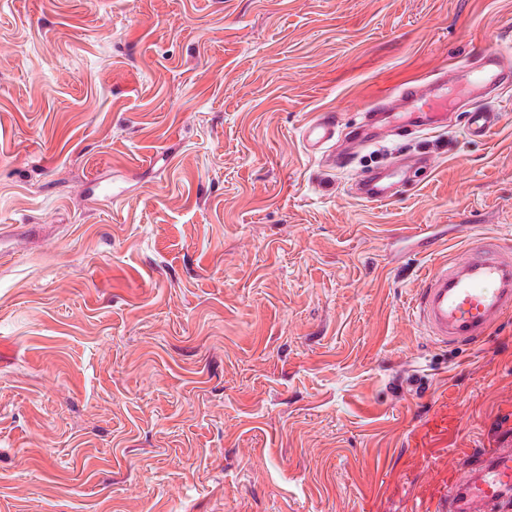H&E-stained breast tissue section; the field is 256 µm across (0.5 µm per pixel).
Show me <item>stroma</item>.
<instances>
[{
  "instance_id": "1",
  "label": "stroma",
  "mask_w": 512,
  "mask_h": 512,
  "mask_svg": "<svg viewBox=\"0 0 512 512\" xmlns=\"http://www.w3.org/2000/svg\"><path fill=\"white\" fill-rule=\"evenodd\" d=\"M488 47L512 0H0V512H425L511 437L512 316L409 301L512 238V84L486 140L301 144ZM337 126L336 114L332 112H323L310 120L302 131L305 149L310 154L320 153L336 139ZM398 176L396 169L391 168L386 172L372 177H358L356 185L359 186L357 197L371 204H385L393 200L394 180ZM426 337L447 347L484 343L512 313V247L498 236L473 240L463 256L434 260L412 302Z\"/></svg>"
}]
</instances>
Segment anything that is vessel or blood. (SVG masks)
I'll return each instance as SVG.
<instances>
[{
    "instance_id": "b4317fda",
    "label": "vessel or blood",
    "mask_w": 512,
    "mask_h": 512,
    "mask_svg": "<svg viewBox=\"0 0 512 512\" xmlns=\"http://www.w3.org/2000/svg\"><path fill=\"white\" fill-rule=\"evenodd\" d=\"M512 77V66L494 48L476 55L474 63L441 72L423 84H398L391 103L370 108L380 122L404 116L408 126L428 129L448 112V93L490 89ZM471 137L484 139L501 122L500 113L474 107L466 115ZM336 115L324 112L303 128L302 142L312 154L336 138ZM396 169L357 178V196L371 204L394 197ZM412 318L430 340L447 347L484 343L494 327L512 314V242L497 236L473 240L465 255L448 254L434 260L412 302ZM467 477L449 475L448 498L436 512H512V444L502 443L467 466Z\"/></svg>"
}]
</instances>
